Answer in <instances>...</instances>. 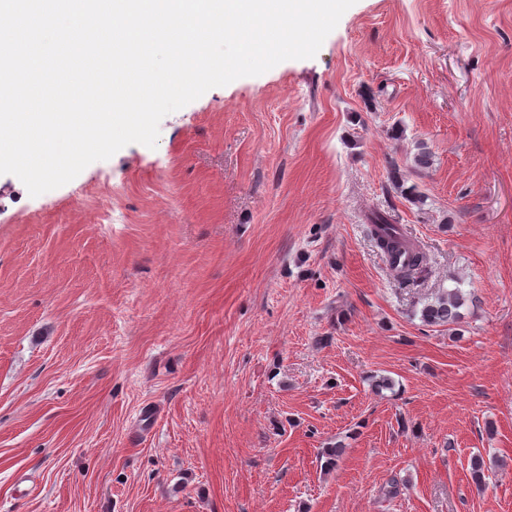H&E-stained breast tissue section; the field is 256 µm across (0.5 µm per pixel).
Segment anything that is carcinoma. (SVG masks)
Wrapping results in <instances>:
<instances>
[{
	"instance_id": "1",
	"label": "carcinoma",
	"mask_w": 512,
	"mask_h": 512,
	"mask_svg": "<svg viewBox=\"0 0 512 512\" xmlns=\"http://www.w3.org/2000/svg\"><path fill=\"white\" fill-rule=\"evenodd\" d=\"M391 181L410 203L419 207L426 203L417 184H408L406 171L396 163L391 165ZM368 224L372 239L399 283H413L427 272L419 244L400 225L393 223L391 215L375 211L368 217ZM464 304L465 297L459 289L441 290L433 300L424 304L420 319L428 326L456 324L462 318L460 308Z\"/></svg>"
}]
</instances>
